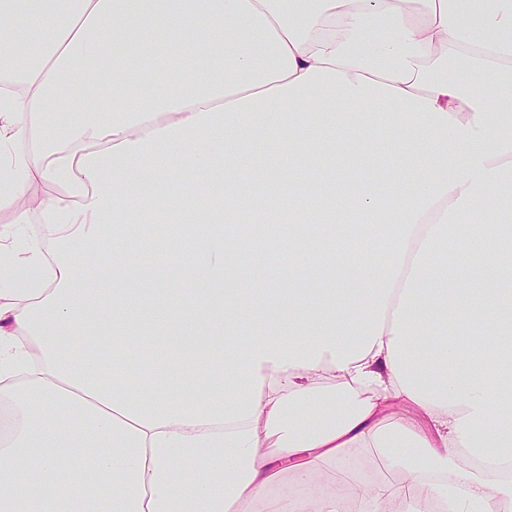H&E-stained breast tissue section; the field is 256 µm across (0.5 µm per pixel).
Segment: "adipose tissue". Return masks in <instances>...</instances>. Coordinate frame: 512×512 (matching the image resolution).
I'll return each instance as SVG.
<instances>
[{
	"instance_id": "ef3b65f1",
	"label": "adipose tissue",
	"mask_w": 512,
	"mask_h": 512,
	"mask_svg": "<svg viewBox=\"0 0 512 512\" xmlns=\"http://www.w3.org/2000/svg\"><path fill=\"white\" fill-rule=\"evenodd\" d=\"M220 172L225 222L284 182L289 223L381 231L338 263L289 234L300 261L241 306L195 206ZM143 208L192 226L182 265L146 266L152 235L98 258ZM3 210L0 512H341L339 486L353 512H512V0H0ZM96 280L133 296L107 337ZM144 335L158 371L178 355L150 393ZM361 443L392 475L357 477ZM137 353H142L146 357V362L143 364L132 362V367L140 377L143 388H152L157 384L162 383L170 376L173 370L174 361L176 360V354L173 351L170 353L169 365L166 374L157 373L154 369L155 349L151 339H144Z\"/></svg>"
}]
</instances>
